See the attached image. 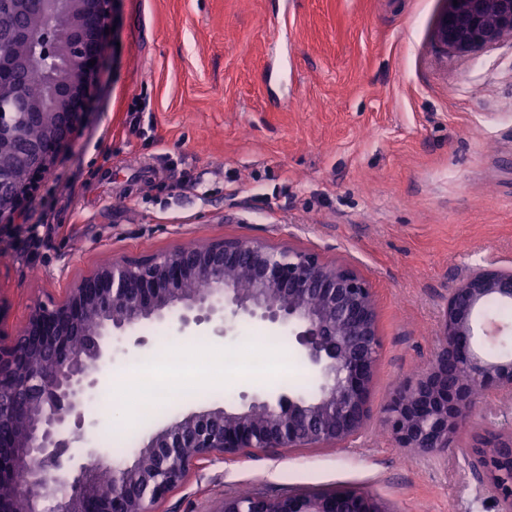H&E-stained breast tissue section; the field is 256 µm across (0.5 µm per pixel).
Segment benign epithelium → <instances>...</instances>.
I'll list each match as a JSON object with an SVG mask.
<instances>
[{"label": "benign epithelium", "mask_w": 512, "mask_h": 512, "mask_svg": "<svg viewBox=\"0 0 512 512\" xmlns=\"http://www.w3.org/2000/svg\"><path fill=\"white\" fill-rule=\"evenodd\" d=\"M113 0H0V228L16 223L38 183L75 137L110 46ZM39 13L33 29L27 16ZM438 40L472 53L512 39V0H448ZM29 47V56L12 49ZM51 61L45 88L28 70ZM95 64H90V61ZM512 304V270L479 269L452 290L425 368L402 384L382 422L398 448L460 449L471 477L512 512V425L468 430L488 399L512 392V356H481L474 321L489 302ZM178 331L204 325L226 337L254 320L294 337L317 382L306 397L242 394L232 408L193 411L151 434L132 459L98 448L81 459L85 402L102 386L114 351L148 344V320ZM380 351L378 304L351 264L291 243L222 237L178 244L142 258H114L34 305L24 327L0 329V512H158L195 464L254 449L341 448L371 418L369 392ZM464 365L471 382H455ZM25 481L18 483L17 476ZM220 512H391L367 494L301 491L224 498Z\"/></svg>", "instance_id": "benign-epithelium-1"}]
</instances>
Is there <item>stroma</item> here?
Listing matches in <instances>:
<instances>
[{
	"label": "stroma",
	"instance_id": "35a3bbf8",
	"mask_svg": "<svg viewBox=\"0 0 512 512\" xmlns=\"http://www.w3.org/2000/svg\"><path fill=\"white\" fill-rule=\"evenodd\" d=\"M446 0H115L112 45L73 144L22 223L0 229V322L60 299L98 265L229 237L287 241L354 265L372 284L380 357L373 418L342 448L217 459L162 512H218L226 495L365 491L394 512H497L456 448L409 455L380 423L430 360L453 288L512 268V41L471 54L436 39ZM111 368L150 392L171 320ZM215 366L271 352L272 383L238 379L161 400L137 441L183 415L297 389L293 338L254 321L214 338ZM92 399L88 446L108 450L128 409ZM87 446V447H88Z\"/></svg>",
	"mask_w": 512,
	"mask_h": 512
}]
</instances>
